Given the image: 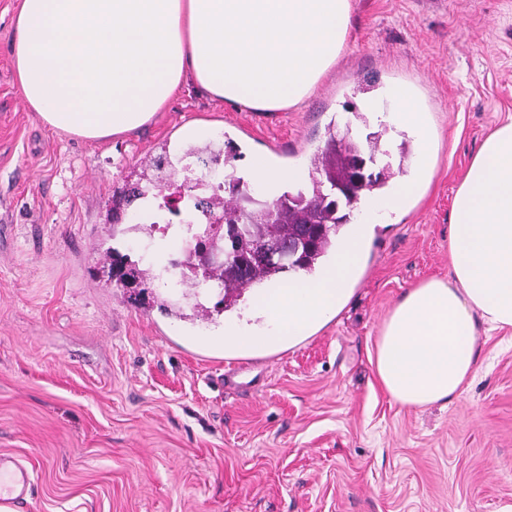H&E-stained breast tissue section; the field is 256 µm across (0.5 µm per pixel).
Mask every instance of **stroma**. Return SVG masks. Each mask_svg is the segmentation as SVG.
Masks as SVG:
<instances>
[{
  "mask_svg": "<svg viewBox=\"0 0 512 512\" xmlns=\"http://www.w3.org/2000/svg\"><path fill=\"white\" fill-rule=\"evenodd\" d=\"M19 6L0 0V453L33 472L26 512H512V334L480 337L473 379L421 409L370 360L408 288L447 277L454 195L512 116V0H352L344 51L300 105H229L188 81L139 130L98 140L25 103ZM393 82L415 88L436 165L376 227L348 305L270 355L204 345L222 292L171 287L192 244L156 232L132 248L137 208L116 199L189 121L221 156L200 193L258 155L308 171L329 129L378 130L365 98ZM113 249L148 277L110 276Z\"/></svg>",
  "mask_w": 512,
  "mask_h": 512,
  "instance_id": "obj_1",
  "label": "stroma"
}]
</instances>
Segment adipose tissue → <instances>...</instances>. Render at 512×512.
<instances>
[{"instance_id": "ef3b65f1", "label": "adipose tissue", "mask_w": 512, "mask_h": 512, "mask_svg": "<svg viewBox=\"0 0 512 512\" xmlns=\"http://www.w3.org/2000/svg\"><path fill=\"white\" fill-rule=\"evenodd\" d=\"M351 0H21L12 60L48 128L84 139L148 123L192 79L210 97L275 111L335 65ZM449 273L407 290L375 341L386 394L412 408L450 400L480 337L512 331V118L482 142L458 188Z\"/></svg>"}]
</instances>
